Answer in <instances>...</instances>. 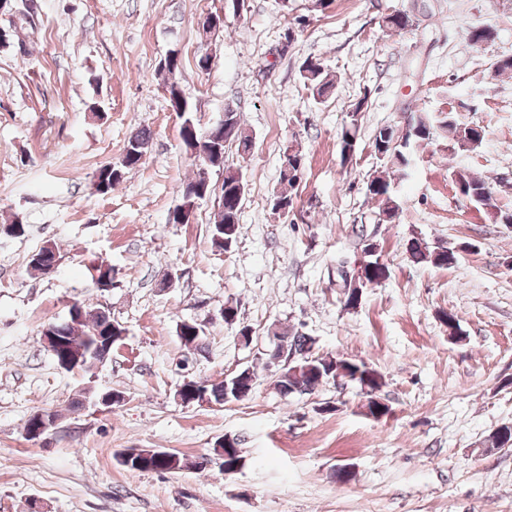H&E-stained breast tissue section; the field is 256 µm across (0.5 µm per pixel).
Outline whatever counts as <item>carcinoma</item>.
<instances>
[{"mask_svg":"<svg viewBox=\"0 0 512 512\" xmlns=\"http://www.w3.org/2000/svg\"><path fill=\"white\" fill-rule=\"evenodd\" d=\"M384 23L389 30H405L412 26L410 16L404 12L393 11L384 17ZM494 32L488 25H472L466 28L468 41L473 45H481L492 40ZM166 65L161 70L167 74V85L171 99L180 102L186 100L184 90L177 79V73L180 71L181 62L177 53L172 52L165 58ZM300 74L304 86L311 91L315 97L324 96L328 90L333 87V83L324 74L321 63L317 60L307 59L300 68ZM366 98H360L353 104L349 121L343 126L340 141V163L347 165L348 150L354 144L358 143L360 130L361 112L363 111ZM224 114L234 119L237 126V132L231 137V141L237 143V151L247 153L251 150L253 134L245 128L241 122L240 114L236 110L227 106L224 108ZM411 136L416 139L426 140L433 137H442L448 140L452 146L464 150L473 151L477 149L482 142V133L476 127L460 124L452 116L448 115L440 119H431L427 116L418 117L411 127ZM151 142V132L147 128H141L130 137L122 157L116 163H110L99 168L96 174V190L101 194L112 191L124 176L137 169L142 164L141 157L147 153L148 145ZM409 141L402 143L394 138V130L390 126H383L378 129L374 136L373 146L379 158L386 163L404 168L409 164V158L406 148ZM210 162L215 168L224 169V186L221 195L218 197L219 210L217 219L211 225V246L218 251L227 252L229 247L237 242L240 233L239 212L241 203L246 191V180L242 175H237V170L224 167V153L210 156ZM453 181L459 191L470 201L484 205L492 210H497L494 203V192L490 186L483 180L471 176L465 171H456L453 173ZM297 180L295 177L288 176L285 169H280L279 188L274 193L272 209H277L278 205L292 206L294 189ZM369 195L372 196L380 206L379 220L385 223H391L396 219L399 211V204L393 196L390 183L382 176H376L366 184ZM466 245L460 248L448 247L444 245L430 246L426 241L419 237H413L408 241L407 252L417 263L430 264L436 267H449L455 263L457 252L465 249ZM58 261L55 249L44 246L34 255L30 256L29 266L33 270H40L41 266H51ZM388 278V266L375 259L368 261L364 266L363 274L359 277L358 283L348 286L345 289L344 306L347 309L356 308L362 298V288L378 284ZM115 324L110 312L104 308H98L94 311H88L76 304L71 306V313L62 321H54L45 325L46 331L55 329V331L66 338V353L61 358L68 357L70 351H81L86 356L87 370L94 368L93 351H102V348L96 346L98 339L106 335ZM268 334L272 336H286L297 353V361L294 365L303 367L307 364L311 368L299 372L288 368V377L277 382L282 394H309L320 383L329 380V372L332 370H342L349 376L350 381L360 386H367L372 392H377L382 386L380 374L365 362H356L342 357H320L316 360H309L310 351L313 349V340L310 337L299 333L290 334L288 331L272 325L268 329ZM240 376L241 399L248 398L255 389L256 375L253 371L246 368L238 372ZM190 398L195 400L201 397V392L206 391L208 395L217 402L224 398V385H205L203 381H190L186 384ZM222 456V469L224 473L237 472L245 465L242 453L238 452L236 447H222L219 449ZM188 459L175 453H166L163 456L153 455L145 457L139 463H132L128 466L131 471H176L187 468Z\"/></svg>","mask_w":512,"mask_h":512,"instance_id":"obj_1","label":"carcinoma"}]
</instances>
